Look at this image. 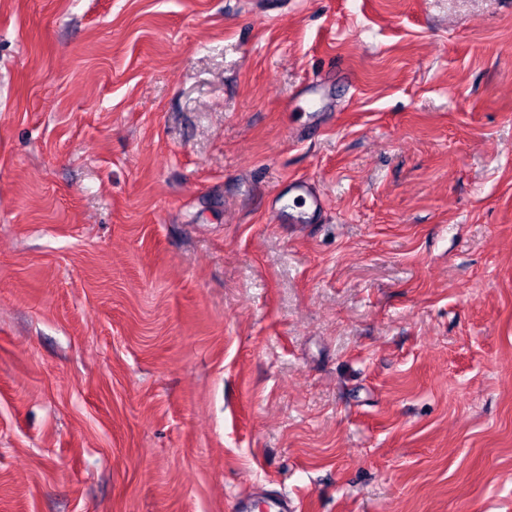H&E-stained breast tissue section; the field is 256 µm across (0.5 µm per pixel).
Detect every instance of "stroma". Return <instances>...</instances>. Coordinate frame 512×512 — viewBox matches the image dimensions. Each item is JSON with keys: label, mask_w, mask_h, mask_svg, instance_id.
<instances>
[{"label": "stroma", "mask_w": 512, "mask_h": 512, "mask_svg": "<svg viewBox=\"0 0 512 512\" xmlns=\"http://www.w3.org/2000/svg\"><path fill=\"white\" fill-rule=\"evenodd\" d=\"M283 495L512 512V0H0V512ZM291 191L297 192L303 207H307L300 214V219L304 222H311L323 210L322 198L312 192L307 181L300 179L293 181Z\"/></svg>", "instance_id": "35a3bbf8"}]
</instances>
